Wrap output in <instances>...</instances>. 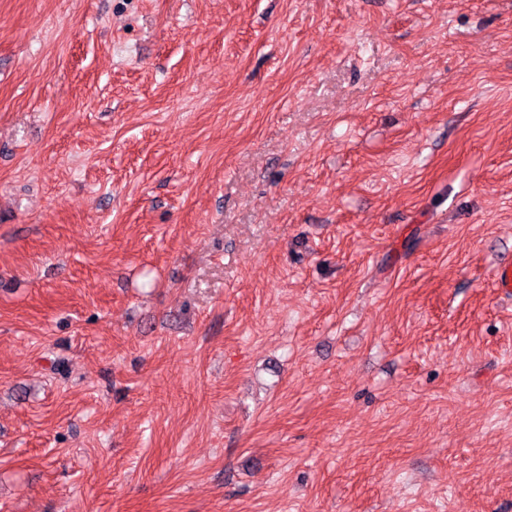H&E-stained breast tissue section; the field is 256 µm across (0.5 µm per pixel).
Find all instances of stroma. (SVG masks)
Masks as SVG:
<instances>
[{
    "label": "stroma",
    "instance_id": "obj_1",
    "mask_svg": "<svg viewBox=\"0 0 512 512\" xmlns=\"http://www.w3.org/2000/svg\"><path fill=\"white\" fill-rule=\"evenodd\" d=\"M512 0H0V512H512Z\"/></svg>",
    "mask_w": 512,
    "mask_h": 512
}]
</instances>
